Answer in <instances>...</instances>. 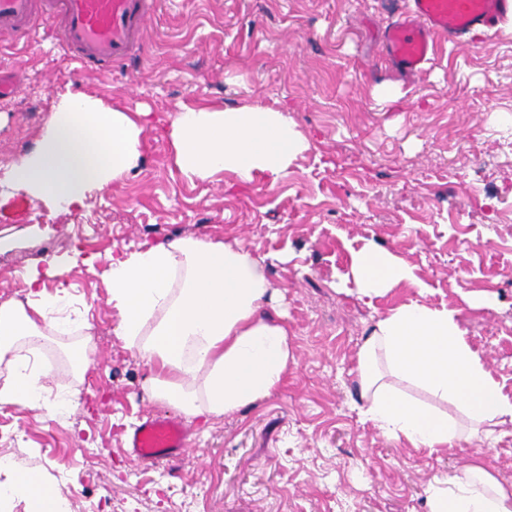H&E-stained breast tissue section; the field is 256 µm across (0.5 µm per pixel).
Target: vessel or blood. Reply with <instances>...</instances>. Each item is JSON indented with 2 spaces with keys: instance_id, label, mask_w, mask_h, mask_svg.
<instances>
[{
  "instance_id": "b4317fda",
  "label": "vessel or blood",
  "mask_w": 512,
  "mask_h": 512,
  "mask_svg": "<svg viewBox=\"0 0 512 512\" xmlns=\"http://www.w3.org/2000/svg\"><path fill=\"white\" fill-rule=\"evenodd\" d=\"M155 0H0V38L33 40L41 24L53 25L76 71L111 76L143 50ZM512 16V0H408L389 24L383 50L392 67L420 73L439 41L463 43L475 30L496 33ZM140 461L172 460L188 447V430L175 417H147L126 439Z\"/></svg>"
}]
</instances>
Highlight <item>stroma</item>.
I'll list each match as a JSON object with an SVG mask.
<instances>
[{"label": "stroma", "instance_id": "obj_1", "mask_svg": "<svg viewBox=\"0 0 512 512\" xmlns=\"http://www.w3.org/2000/svg\"><path fill=\"white\" fill-rule=\"evenodd\" d=\"M397 0H156L144 56L105 77L74 73L50 25L0 47L17 92L0 99V302L25 300L26 269L81 252L46 282L67 293L83 329L41 354L71 397L59 421L0 405V455L61 488L69 512H427L474 445L431 454L384 437L361 414L357 353L391 307L419 301L459 313L472 349L512 397V19L496 35L441 45L417 77L381 51ZM392 90L383 104L376 93ZM148 110L139 166L66 214L5 182L38 145L60 97ZM285 113L309 147L288 171L251 185L187 180L163 130L183 104ZM193 236L242 240L265 255L298 364L268 397L210 423L186 419L190 449L143 464L125 439L166 412L147 366L117 333L111 253ZM373 244L416 277L365 304L341 290L351 252ZM481 293L490 308L472 306ZM92 364L66 351L83 339Z\"/></svg>", "mask_w": 512, "mask_h": 512}]
</instances>
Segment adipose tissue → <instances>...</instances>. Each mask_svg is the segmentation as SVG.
Wrapping results in <instances>:
<instances>
[{"instance_id": "1", "label": "adipose tissue", "mask_w": 512, "mask_h": 512, "mask_svg": "<svg viewBox=\"0 0 512 512\" xmlns=\"http://www.w3.org/2000/svg\"><path fill=\"white\" fill-rule=\"evenodd\" d=\"M144 124V113L88 95L63 96L37 148L12 165L10 178L68 210L137 168ZM164 133L176 167L201 181L226 172L243 184L261 173L275 179L309 147L283 113L261 107L184 104ZM76 261L63 255L46 268H28L26 301L0 303V365L7 372L0 403L42 411L50 420L71 413L72 402L49 398L52 372L14 349L24 344L35 351L47 336L79 329L77 320L57 313L66 296L46 291L47 279L64 276ZM109 261L118 334L148 366L154 400L209 422L266 398L296 365L292 335L274 310L269 265L244 242L182 237ZM413 279L390 250L367 245L351 254L347 280L365 303ZM358 388L364 416L382 435L432 453L476 438L492 442L496 427L512 423V399L466 341L457 311L419 302L375 322L358 352ZM416 390L427 401L413 398ZM451 405L456 414L448 413ZM0 470L10 475L0 497L22 498L27 512H66L59 488L38 471L5 456ZM426 504L428 512H512V486L474 455L446 487L429 485Z\"/></svg>"}]
</instances>
